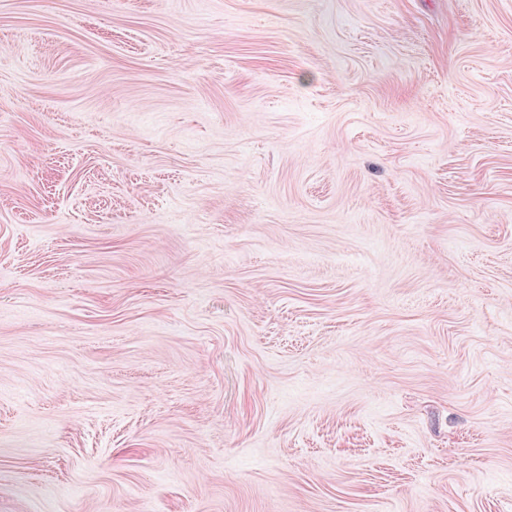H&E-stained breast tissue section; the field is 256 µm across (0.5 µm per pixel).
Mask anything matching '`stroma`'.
Returning a JSON list of instances; mask_svg holds the SVG:
<instances>
[{
    "label": "stroma",
    "instance_id": "1",
    "mask_svg": "<svg viewBox=\"0 0 512 512\" xmlns=\"http://www.w3.org/2000/svg\"><path fill=\"white\" fill-rule=\"evenodd\" d=\"M0 512H512V0H0Z\"/></svg>",
    "mask_w": 512,
    "mask_h": 512
}]
</instances>
